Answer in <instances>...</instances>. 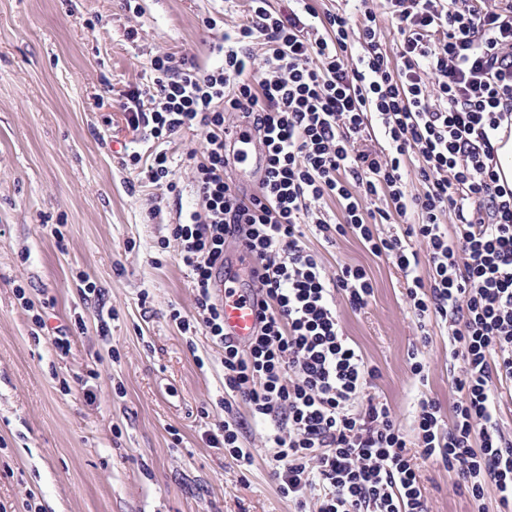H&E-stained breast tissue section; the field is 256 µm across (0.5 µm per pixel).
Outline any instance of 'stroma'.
Here are the masks:
<instances>
[{
	"mask_svg": "<svg viewBox=\"0 0 512 512\" xmlns=\"http://www.w3.org/2000/svg\"><path fill=\"white\" fill-rule=\"evenodd\" d=\"M137 2L136 15L125 0H0V503L26 512L32 492L42 512H294L244 402L233 414L253 465L240 469L209 443L225 417L224 350L177 322L197 315L171 230L198 207L187 156L202 134L156 140L122 109L151 57L212 62L220 33L204 18L220 14L232 27L250 2ZM133 151L166 152L178 192L125 162ZM308 244L328 270L368 272L369 306L342 303L338 313L379 368L374 392L405 433L419 397L451 408L448 330L431 327L420 385L407 358L417 329L391 260L352 236ZM89 282L95 293H85ZM20 287L34 311L18 300ZM57 326L69 337L64 354L47 337ZM420 476L429 512H475L446 469L425 466Z\"/></svg>",
	"mask_w": 512,
	"mask_h": 512,
	"instance_id": "35a3bbf8",
	"label": "stroma"
}]
</instances>
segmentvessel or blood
Returning <instances> with one entry per match:
<instances>
[{"mask_svg":"<svg viewBox=\"0 0 512 512\" xmlns=\"http://www.w3.org/2000/svg\"><path fill=\"white\" fill-rule=\"evenodd\" d=\"M254 259L246 248H239L237 263L220 267L212 289L224 307V332L228 339L244 344L255 335L258 326L257 300L238 285L241 276L249 274Z\"/></svg>","mask_w":512,"mask_h":512,"instance_id":"1","label":"vessel or blood"}]
</instances>
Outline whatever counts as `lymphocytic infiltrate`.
<instances>
[{
    "label": "lymphocytic infiltrate",
    "instance_id": "obj_1",
    "mask_svg": "<svg viewBox=\"0 0 512 512\" xmlns=\"http://www.w3.org/2000/svg\"><path fill=\"white\" fill-rule=\"evenodd\" d=\"M380 4L363 11L353 51L347 11L283 14L250 0L246 20L221 30L211 67L154 56L124 105L127 122L157 140L203 135L192 165L200 208L172 235L200 324L224 349V386L276 448L279 490L297 512L311 499L316 512H428L420 460L452 472L474 501L495 487L512 512V440L498 423L499 390L512 383V186L495 170L497 141L512 134V0ZM381 13L395 29L391 51ZM229 112L262 147L250 194L224 176L239 160ZM375 131L382 143L373 149ZM412 161L419 193L408 187ZM327 198L340 202L342 222L325 218ZM390 221L401 232L378 233ZM311 235H351L391 259L421 338L432 321L448 326L459 399L448 416L418 398V456L387 400L370 395L379 370L337 311L341 299L367 307L372 281L360 266L328 271ZM229 239L256 260L260 325L244 348L226 339L211 289Z\"/></svg>",
    "mask_w": 512,
    "mask_h": 512
}]
</instances>
